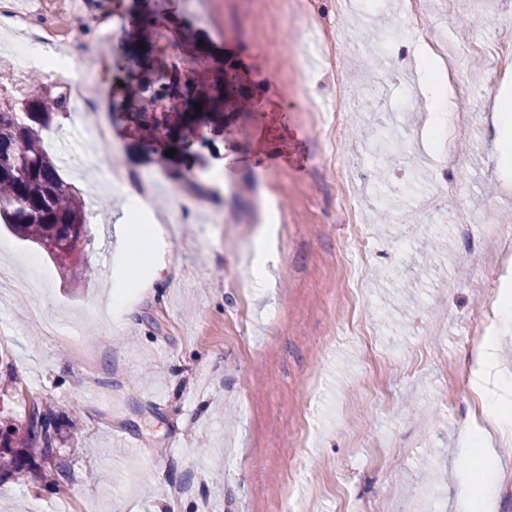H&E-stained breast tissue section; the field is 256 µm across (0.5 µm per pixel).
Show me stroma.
Segmentation results:
<instances>
[{
	"label": "stroma",
	"instance_id": "1",
	"mask_svg": "<svg viewBox=\"0 0 512 512\" xmlns=\"http://www.w3.org/2000/svg\"><path fill=\"white\" fill-rule=\"evenodd\" d=\"M371 19L345 0H166L208 38L201 60L231 65L249 108L224 114V133L202 148L207 182L196 213L171 209L182 155L144 158L112 123V86L99 83L101 39L73 15L65 38L82 41L78 67L99 101L93 124L63 119L43 133L63 179L87 204L84 275L71 279L36 244L0 225V267L11 278L36 261L45 286L25 295L0 282V411L22 419L32 402L55 410L66 490L47 480L0 482V512H465L466 479L482 465L467 443L480 415L468 353L488 325L499 336V371L512 380V321L494 323L506 273L497 239L471 249L427 209L446 170L456 199L512 229V190L495 119L512 69L471 54L487 86L477 123L453 98L447 135L467 144L449 156L429 145L424 73L414 56L436 33L473 42L497 0H432L428 22L371 53L399 18L383 0ZM346 44L339 68L309 67L310 41ZM354 104L334 139L305 122L302 99L333 104L337 78ZM395 131L392 161L373 142ZM146 181L167 213L162 268L150 253L129 259L124 194L93 189L87 157ZM355 190L360 227L336 211V168ZM285 217L274 234L271 286H251L261 204ZM405 212L409 223L392 221ZM54 317L46 334L37 313ZM129 445H118L119 436Z\"/></svg>",
	"mask_w": 512,
	"mask_h": 512
}]
</instances>
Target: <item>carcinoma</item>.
<instances>
[{"label": "carcinoma", "instance_id": "1", "mask_svg": "<svg viewBox=\"0 0 512 512\" xmlns=\"http://www.w3.org/2000/svg\"><path fill=\"white\" fill-rule=\"evenodd\" d=\"M170 24L153 12L139 15L135 25L145 51L121 69L123 85L118 87L127 107L122 117L137 136L135 145L162 158L170 148L196 155L198 129L223 124L225 104L238 93L234 87L210 93L220 70H197L206 45L184 38ZM195 103L202 111H195ZM69 112L62 81L36 76L22 87L11 78L0 79V222L81 276L85 204L42 142V131L69 118ZM0 448L8 449L0 453V471L8 479L23 480L32 472V460L47 457L48 440L6 417L0 420Z\"/></svg>", "mask_w": 512, "mask_h": 512}]
</instances>
